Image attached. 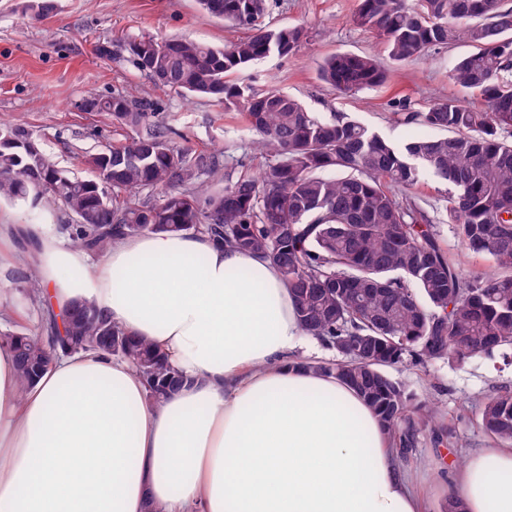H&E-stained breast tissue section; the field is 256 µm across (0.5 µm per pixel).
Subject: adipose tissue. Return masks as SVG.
<instances>
[{
  "instance_id": "adipose-tissue-1",
  "label": "adipose tissue",
  "mask_w": 512,
  "mask_h": 512,
  "mask_svg": "<svg viewBox=\"0 0 512 512\" xmlns=\"http://www.w3.org/2000/svg\"><path fill=\"white\" fill-rule=\"evenodd\" d=\"M43 297L96 301L188 379L161 404L126 361L59 356L26 390L0 348V512H424L387 434L300 365L278 270L209 236L124 237L94 263L54 241ZM461 512H512V446L450 475Z\"/></svg>"
}]
</instances>
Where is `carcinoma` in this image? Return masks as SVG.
<instances>
[{"label": "carcinoma", "mask_w": 512, "mask_h": 512, "mask_svg": "<svg viewBox=\"0 0 512 512\" xmlns=\"http://www.w3.org/2000/svg\"><path fill=\"white\" fill-rule=\"evenodd\" d=\"M209 15L252 34L222 48L190 38L125 39L134 65L162 88L206 98L241 117L265 159L257 173L218 176L222 154L180 147L157 105L124 93L94 99L120 136L108 153L86 151L79 178L59 168L21 122L0 123V201L48 203L73 216L63 225L72 245L105 253L114 240L144 234H207L244 254H259L281 273L302 330L342 354L304 367L333 375L373 410L399 454L420 427L436 441L451 426L392 379L387 369L461 362L499 353L512 364V7L500 0H358L355 23L376 31L398 64L465 42L472 51L450 70L460 87L480 93L486 109L442 98L396 120L437 131L402 146L344 113L310 112L276 89L255 95L236 74L271 55L293 54L307 40L301 27L269 29L267 0H199ZM320 78L349 93L384 84L389 70L375 56L336 53ZM432 179L447 187L438 223L403 195ZM452 226L466 252L494 270L468 277L441 245L437 224ZM17 283L30 299L41 288L36 267ZM13 352L19 387L52 351H101L129 361L155 403L184 378L152 346L128 334L94 301L78 298L37 331L0 330ZM484 431L512 442V393L485 403Z\"/></svg>", "instance_id": "1"}]
</instances>
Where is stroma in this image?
Wrapping results in <instances>:
<instances>
[{
  "mask_svg": "<svg viewBox=\"0 0 512 512\" xmlns=\"http://www.w3.org/2000/svg\"><path fill=\"white\" fill-rule=\"evenodd\" d=\"M27 4L0 0V117L26 123L59 167L86 176L79 154L111 144L109 121L81 111L80 105L87 97L117 91L157 102L181 145L223 150L226 168L239 172L263 165L251 146L253 133L236 117L223 114L209 100L155 86L133 66L124 48L127 36L142 34L185 36L220 46L245 36V29L211 17L197 0H58L57 11L46 18L35 17ZM356 8L357 0H269L264 25L304 27L308 40L295 54L257 61L240 74V81L258 93L280 89L313 112L346 113L398 145L430 133L424 126L397 123L394 114L400 107L421 111L441 97L483 107L479 96L449 76L454 60L468 51L463 44L433 49L404 64L389 62L387 83L355 94L324 83L319 69L331 53H368L386 60L382 37L356 25ZM69 221L65 213L52 214L44 206L0 203V287L6 289L0 312L5 317L30 327L41 319L40 307L24 299L15 283L18 271L31 263L16 243L15 228L37 227L67 249L71 242L62 226ZM389 374L456 429L454 442L439 443L431 433H419L401 459L414 486L427 497L428 512H443L451 491L444 469L492 446L480 426V411L488 399L512 391V364H503L495 354H479L461 362H406Z\"/></svg>",
  "mask_w": 512,
  "mask_h": 512,
  "instance_id": "35a3bbf8",
  "label": "stroma"
}]
</instances>
